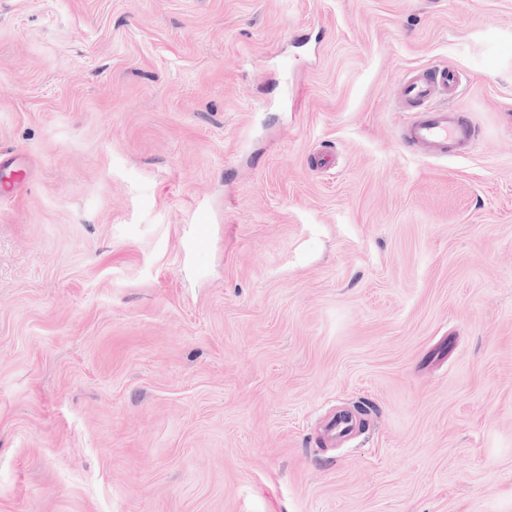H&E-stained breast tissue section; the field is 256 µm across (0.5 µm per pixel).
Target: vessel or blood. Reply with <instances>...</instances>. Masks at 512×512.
Masks as SVG:
<instances>
[{
  "instance_id": "b4317fda",
  "label": "vessel or blood",
  "mask_w": 512,
  "mask_h": 512,
  "mask_svg": "<svg viewBox=\"0 0 512 512\" xmlns=\"http://www.w3.org/2000/svg\"><path fill=\"white\" fill-rule=\"evenodd\" d=\"M457 86V76L446 69L422 71L405 80L401 87L402 99L418 111L404 132L407 143L438 156L472 146L474 132L462 112L435 102L438 95H454Z\"/></svg>"
}]
</instances>
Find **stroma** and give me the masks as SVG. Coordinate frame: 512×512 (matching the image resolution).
Masks as SVG:
<instances>
[{"label":"stroma","instance_id":"stroma-1","mask_svg":"<svg viewBox=\"0 0 512 512\" xmlns=\"http://www.w3.org/2000/svg\"><path fill=\"white\" fill-rule=\"evenodd\" d=\"M15 178L0 512H512V0H0ZM458 77L451 70L422 71L410 76L401 87L402 100L419 109L416 118L404 132V140L438 156L470 148L474 132L466 117L448 105H435L434 99L445 94L452 96Z\"/></svg>","mask_w":512,"mask_h":512}]
</instances>
